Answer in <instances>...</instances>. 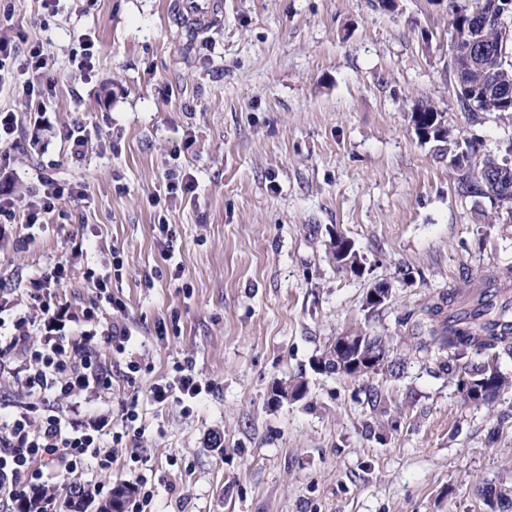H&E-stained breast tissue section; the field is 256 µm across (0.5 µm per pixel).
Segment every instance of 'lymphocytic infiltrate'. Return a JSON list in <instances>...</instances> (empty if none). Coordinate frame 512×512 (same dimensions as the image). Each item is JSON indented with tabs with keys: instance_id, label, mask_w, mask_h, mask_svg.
Returning a JSON list of instances; mask_svg holds the SVG:
<instances>
[{
	"instance_id": "obj_1",
	"label": "lymphocytic infiltrate",
	"mask_w": 512,
	"mask_h": 512,
	"mask_svg": "<svg viewBox=\"0 0 512 512\" xmlns=\"http://www.w3.org/2000/svg\"><path fill=\"white\" fill-rule=\"evenodd\" d=\"M16 65L30 78L18 87L28 111L42 109L50 85L46 78L55 67L51 53L36 42L20 49L13 35L0 28V81L6 67ZM43 191L33 199L0 197V223L38 228L43 215L52 213L62 198L83 201L86 184L63 185L54 177L42 180ZM66 268L55 264L29 294V304L0 295V371L20 354L21 383L27 395L40 402L39 409L19 406L0 422V498L19 501L42 488L59 462L77 466L93 462L106 468L112 462L121 435L111 434L105 417L79 415L80 404H92L112 388V366L96 351L108 344L125 354L132 335L121 323L100 325V306L117 307L109 274L94 280L98 301L81 312H72L56 292ZM207 385L191 369L178 367L174 376L153 383L149 396L154 403L194 399Z\"/></svg>"
}]
</instances>
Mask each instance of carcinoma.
<instances>
[{"mask_svg": "<svg viewBox=\"0 0 512 512\" xmlns=\"http://www.w3.org/2000/svg\"><path fill=\"white\" fill-rule=\"evenodd\" d=\"M457 82L482 91L504 84L511 86L512 65L502 64L488 56L480 65L466 69L458 76ZM453 169L463 196L480 194L475 172L460 164ZM423 313L430 342L448 350V358L452 362L448 370L457 378L458 394H463V388L469 384L480 390V395L474 397L472 403L490 405L500 392L512 388V379L491 366L502 355L512 357V338L495 333V327L502 319L512 317V301L504 299L493 304L481 293L466 305L457 300L456 295L450 294L427 306ZM475 353L485 354L491 362H473ZM74 490L75 493L65 502L68 512H114L112 497L99 501L88 490L78 486Z\"/></svg>", "mask_w": 512, "mask_h": 512, "instance_id": "1", "label": "carcinoma"}]
</instances>
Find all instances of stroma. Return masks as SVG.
Segmentation results:
<instances>
[{
    "mask_svg": "<svg viewBox=\"0 0 512 512\" xmlns=\"http://www.w3.org/2000/svg\"><path fill=\"white\" fill-rule=\"evenodd\" d=\"M221 2L197 31L181 0H0V23L56 60L44 121L0 86L20 120L0 194L32 197L47 174L89 185L34 240L16 224L0 233V293L26 302L61 263L58 294L77 311L95 299L87 272L110 273L138 341L139 372L115 374L96 406L118 431L137 400L142 431L110 470L83 465L72 483L105 494L151 475L152 512H512L485 495L512 487V389L464 404L414 319L512 269V205L460 196L447 144L419 139L411 119L432 103L451 138L500 160L512 112L464 111L446 0ZM84 33L100 49L87 81ZM170 169L194 174L197 193L170 195ZM338 234L360 273L337 266ZM381 282L388 300L367 306ZM345 333L382 337L388 367L314 372ZM185 362L207 394L148 400ZM296 377L306 395L272 403Z\"/></svg>",
    "mask_w": 512,
    "mask_h": 512,
    "instance_id": "stroma-1",
    "label": "stroma"
}]
</instances>
